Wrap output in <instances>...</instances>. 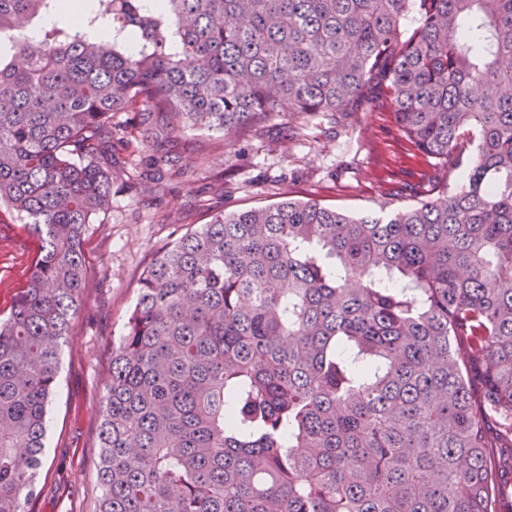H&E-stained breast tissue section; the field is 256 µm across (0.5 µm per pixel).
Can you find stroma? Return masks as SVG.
Returning a JSON list of instances; mask_svg holds the SVG:
<instances>
[{"label": "stroma", "instance_id": "1", "mask_svg": "<svg viewBox=\"0 0 512 512\" xmlns=\"http://www.w3.org/2000/svg\"><path fill=\"white\" fill-rule=\"evenodd\" d=\"M112 154L135 172L115 174L112 206L87 232L92 272L80 313L62 347L49 440L31 512H91L98 490L99 421L104 384L133 309L138 282L155 254L214 212L259 207L283 192L352 213L441 198L459 183L466 154L436 159L399 130L385 84L359 111L317 112L292 122L274 115L226 137L190 132L144 144L132 112L112 116ZM165 156L161 181L146 177ZM38 241L0 210V314L8 313L31 270Z\"/></svg>", "mask_w": 512, "mask_h": 512}]
</instances>
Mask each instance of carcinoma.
<instances>
[{
    "instance_id": "carcinoma-1",
    "label": "carcinoma",
    "mask_w": 512,
    "mask_h": 512,
    "mask_svg": "<svg viewBox=\"0 0 512 512\" xmlns=\"http://www.w3.org/2000/svg\"><path fill=\"white\" fill-rule=\"evenodd\" d=\"M0 0V208L39 241L0 317V512H30L61 347L112 206V113L241 132L389 83L461 185L353 216L216 213L143 273L112 348L93 512H492L512 428V0ZM416 26L404 33V21Z\"/></svg>"
}]
</instances>
